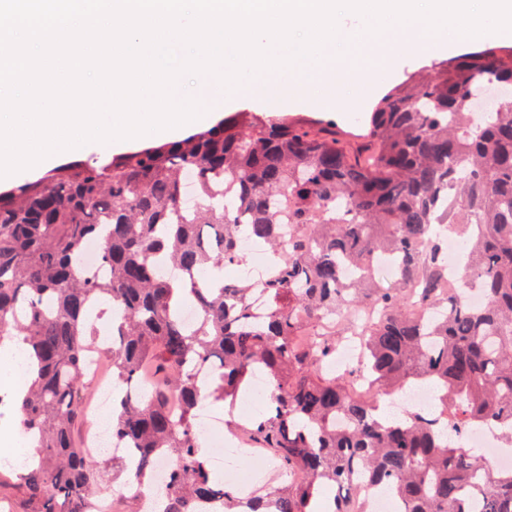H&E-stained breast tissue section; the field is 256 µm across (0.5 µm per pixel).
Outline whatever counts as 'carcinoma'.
Instances as JSON below:
<instances>
[{
    "label": "carcinoma",
    "mask_w": 512,
    "mask_h": 512,
    "mask_svg": "<svg viewBox=\"0 0 512 512\" xmlns=\"http://www.w3.org/2000/svg\"><path fill=\"white\" fill-rule=\"evenodd\" d=\"M512 85V46L447 61L388 92L369 117L374 152L352 159L336 124L309 129L239 112L176 142L110 160L60 165L0 192V340L24 346L35 373L12 405L38 448L23 474L0 470L29 512H92L100 464L77 438L91 311L112 303V439L141 487L161 454L164 512H350L362 471L406 512H512V469L494 470L465 434L494 424L512 447V104L472 109L476 92ZM196 172L183 208L181 176ZM462 239L456 276L445 244ZM95 237L109 274L79 270ZM269 246L265 315L254 288L224 279L246 261L243 239ZM286 252H280L283 242ZM391 254L396 278L374 262ZM484 304L472 307L467 290ZM373 305L362 368L336 375L344 309ZM193 310L195 323L183 314ZM270 384L248 442L279 463L281 485L246 500L216 480L194 428L204 399L234 405L255 375ZM429 383L445 430L417 413L379 415L381 396ZM344 425L336 426V418Z\"/></svg>",
    "instance_id": "cac0c4a2"
}]
</instances>
